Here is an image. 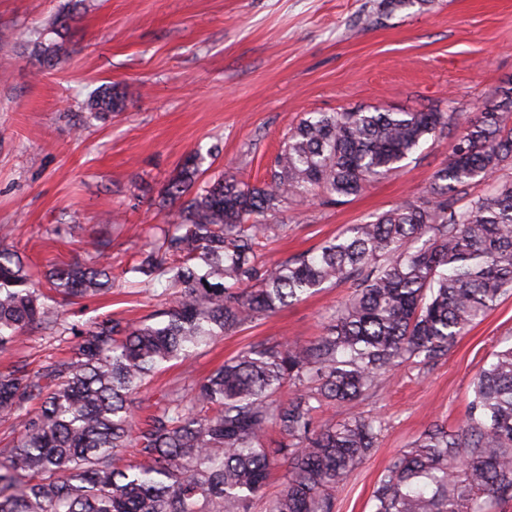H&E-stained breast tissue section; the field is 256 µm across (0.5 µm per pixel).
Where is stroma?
<instances>
[{
  "mask_svg": "<svg viewBox=\"0 0 512 512\" xmlns=\"http://www.w3.org/2000/svg\"><path fill=\"white\" fill-rule=\"evenodd\" d=\"M379 0H84L71 52L39 72L20 32L41 31L68 0H0V231L34 274L105 251L110 292L61 317L139 323L172 305L175 289L123 286L131 256L157 234V197L194 149L215 148L209 173L263 180L289 132L307 112L376 106L436 109L467 119L512 87V0H431L378 12ZM371 17L368 26L359 18ZM109 84L134 89L125 109L90 117L87 98ZM454 134L429 139L400 170L331 206L292 204L272 216L275 237L262 260H289L345 226L425 195L452 153ZM58 224L69 233L55 235ZM351 283L311 294L217 339L195 358L171 362L136 399L146 417L165 393L192 383L261 341L308 343L350 295ZM512 344V295L429 365L405 364L367 396L325 407L319 423L378 415L386 426L371 455L340 484L335 512H371L373 491L391 459L433 422L464 421L473 379L492 353ZM68 335L30 331L0 370H29L70 356Z\"/></svg>",
  "mask_w": 512,
  "mask_h": 512,
  "instance_id": "1",
  "label": "stroma"
}]
</instances>
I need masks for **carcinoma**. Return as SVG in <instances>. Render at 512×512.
I'll return each instance as SVG.
<instances>
[{
  "label": "carcinoma",
  "mask_w": 512,
  "mask_h": 512,
  "mask_svg": "<svg viewBox=\"0 0 512 512\" xmlns=\"http://www.w3.org/2000/svg\"><path fill=\"white\" fill-rule=\"evenodd\" d=\"M80 2L24 41L39 70L69 53ZM427 2L380 7L391 14ZM131 95L127 86L101 87L87 107L105 120ZM452 129V154L426 196L351 224L311 252L261 263L277 226L260 219L288 203L358 195ZM203 160L190 155L163 187L158 206L171 230L125 269L132 288L163 280L179 289L151 323L60 320L53 304L108 292L112 266L97 258L54 268L45 293L0 242V354L33 329L76 340L67 360L0 372V423L12 434L0 448V512H250L281 459L288 482L266 512H334L336 486L371 454L385 422L319 425L320 408L364 396L405 363L445 355L512 292V182L469 197L473 184L512 165V93L463 123L433 109L308 112L259 185L225 173L201 184ZM347 281L353 295L315 341L257 343L190 396L167 393L136 420L134 396L166 364ZM372 500L373 512H489L512 500V345L476 374L462 425L435 424L397 453Z\"/></svg>",
  "instance_id": "obj_1"
}]
</instances>
